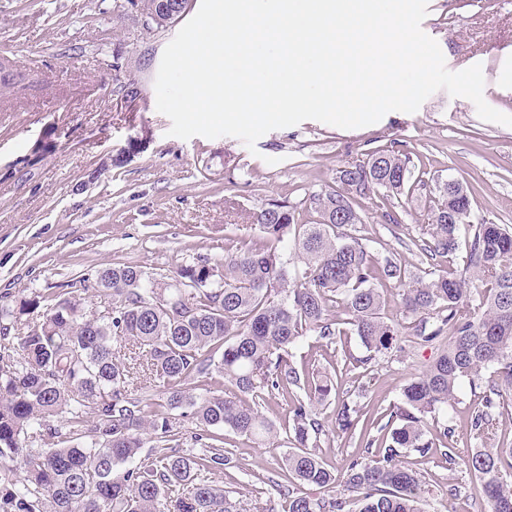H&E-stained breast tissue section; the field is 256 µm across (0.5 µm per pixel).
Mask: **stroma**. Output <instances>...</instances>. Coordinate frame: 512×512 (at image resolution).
<instances>
[{"instance_id": "35a3bbf8", "label": "stroma", "mask_w": 512, "mask_h": 512, "mask_svg": "<svg viewBox=\"0 0 512 512\" xmlns=\"http://www.w3.org/2000/svg\"><path fill=\"white\" fill-rule=\"evenodd\" d=\"M421 27L435 39L448 70H484V99L512 115V0H428ZM177 27L149 33L127 0H0V48L20 68H33L37 86L0 97V297L18 307L32 291L91 274L105 264L135 262L169 274L204 256L224 258L258 237L253 213L268 200L301 202L332 184L336 171L374 148L403 144L414 175L426 185L398 210L390 230L382 201H364L363 234L379 253L397 252L424 272L405 244L429 224L438 187L456 180L472 189L473 222L512 227V127L479 118L474 104L439 90L413 113L392 111L379 122L341 129L315 120L268 132L249 151L238 138L187 140L169 136L171 122L156 109L155 79ZM142 90L124 104L116 80ZM56 146L33 167L24 158L46 133ZM307 370L337 371L336 392L324 412L358 396L370 436H377L404 385L432 351L402 342L367 366L358 337L325 347L315 337L293 348ZM479 402L469 382L456 390L452 414L428 421L430 437L455 425L458 462L444 457L404 462L424 474L429 512H474L472 499L449 500L448 483L467 479L475 448L467 425ZM230 462L214 474L239 512H282L278 486L288 483L282 449L257 448L224 434Z\"/></svg>"}]
</instances>
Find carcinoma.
Wrapping results in <instances>:
<instances>
[{"label": "carcinoma", "mask_w": 512, "mask_h": 512, "mask_svg": "<svg viewBox=\"0 0 512 512\" xmlns=\"http://www.w3.org/2000/svg\"><path fill=\"white\" fill-rule=\"evenodd\" d=\"M152 32L191 9L190 0H128ZM422 179L410 158L375 149L336 171V184L310 194L304 206L271 200L253 214L254 247L207 257L157 278L136 263H112L91 277L48 287L14 311L0 307V462H20L22 475L0 482V512H237L224 487L201 478L221 473L228 429L258 448L289 445L280 488L287 512H426L420 472L401 461L440 452L456 465L454 429L434 448L427 418L452 406L459 383L481 386V407L469 433L480 441L466 462L471 481L448 483V500L467 496L477 512H512V446L489 443L490 426L512 401V230L470 220V195L455 182L440 186L431 223L412 245L432 267L420 276L392 252L374 254L361 235L362 202L376 195L394 205ZM465 246L462 268H442ZM286 249L296 260H283ZM402 287L400 326L386 316V293ZM111 300L112 316L87 317L80 294ZM42 308L43 320L23 336L11 330ZM359 338L366 365L408 336L434 349L430 362L390 411L388 439L366 442L347 461L345 493L331 495L335 466L317 439L354 434L362 407L346 398L332 417L321 407L336 391L330 372L298 368L291 348L304 336L329 343ZM127 341L126 350L113 347ZM145 355H140L139 351ZM494 379L482 383L483 373ZM163 382L165 401L147 393ZM195 381L205 388L196 397ZM265 389L288 399V431L246 397ZM187 408L210 440L186 454L176 418ZM42 447L27 448L22 438ZM150 452L142 454L146 442ZM130 467L122 474L117 469Z\"/></svg>", "instance_id": "1"}]
</instances>
